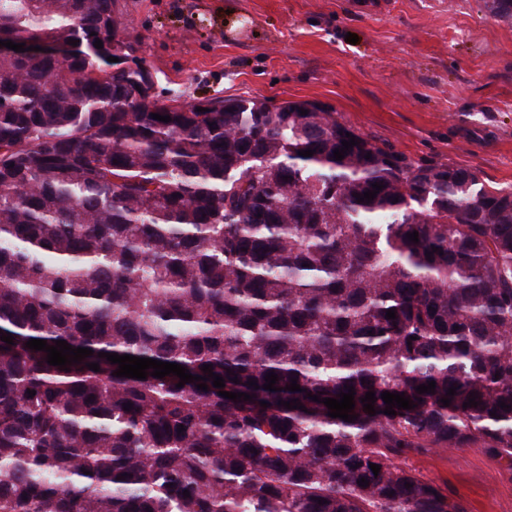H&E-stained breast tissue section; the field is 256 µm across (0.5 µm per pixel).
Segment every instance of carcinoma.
<instances>
[{
  "mask_svg": "<svg viewBox=\"0 0 512 512\" xmlns=\"http://www.w3.org/2000/svg\"><path fill=\"white\" fill-rule=\"evenodd\" d=\"M120 26L117 0H0V41L78 42L0 50V512H467L401 459L481 446L512 469V190L307 101L160 104L132 53L107 61ZM31 339L93 354L52 366ZM349 386L352 422L308 397ZM385 391L415 407L384 414Z\"/></svg>",
  "mask_w": 512,
  "mask_h": 512,
  "instance_id": "carcinoma-1",
  "label": "carcinoma"
}]
</instances>
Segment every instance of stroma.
Segmentation results:
<instances>
[{"instance_id": "35a3bbf8", "label": "stroma", "mask_w": 512, "mask_h": 512, "mask_svg": "<svg viewBox=\"0 0 512 512\" xmlns=\"http://www.w3.org/2000/svg\"><path fill=\"white\" fill-rule=\"evenodd\" d=\"M117 2L159 102H318L414 163L512 187V21L484 0ZM402 464L468 512H512V470L488 449L413 452Z\"/></svg>"}]
</instances>
